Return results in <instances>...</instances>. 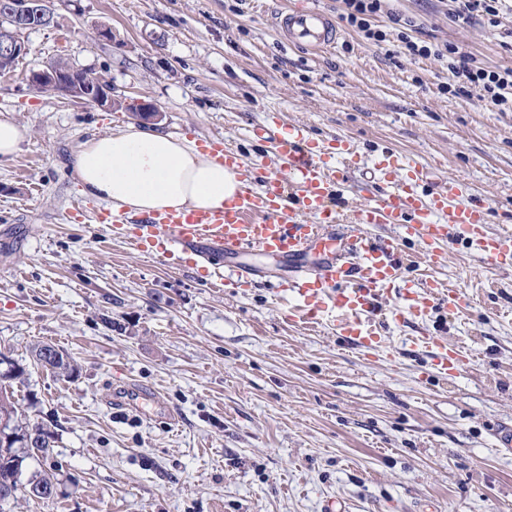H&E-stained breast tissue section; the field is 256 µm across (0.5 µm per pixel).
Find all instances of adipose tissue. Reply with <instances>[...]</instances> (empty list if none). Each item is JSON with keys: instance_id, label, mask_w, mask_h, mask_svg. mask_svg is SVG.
I'll return each instance as SVG.
<instances>
[{"instance_id": "adipose-tissue-1", "label": "adipose tissue", "mask_w": 512, "mask_h": 512, "mask_svg": "<svg viewBox=\"0 0 512 512\" xmlns=\"http://www.w3.org/2000/svg\"><path fill=\"white\" fill-rule=\"evenodd\" d=\"M74 170L83 193L132 215L220 209L240 189L236 173L193 142L133 124L89 141Z\"/></svg>"}]
</instances>
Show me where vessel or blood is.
Wrapping results in <instances>:
<instances>
[{
	"mask_svg": "<svg viewBox=\"0 0 512 512\" xmlns=\"http://www.w3.org/2000/svg\"><path fill=\"white\" fill-rule=\"evenodd\" d=\"M279 24L290 42L315 50L333 46L339 37L329 17L316 8L281 12ZM248 136L274 147L280 171H267L261 156L243 164L223 138L201 141L241 181L223 208L172 210L133 221L125 213L106 210L97 222L139 251L196 270L209 288L252 284L255 272L243 256L301 259L319 251L322 259L314 271H298L283 288L289 298L288 321L310 329L334 317L337 333L361 351L381 344V316L424 321L436 307L460 312L468 306L462 291L428 273L443 261L450 245L462 243L492 266L512 257V228L491 229V204L461 178L433 185L430 165L392 151L363 163L348 137L318 141L303 124L285 129L261 125ZM360 169L369 177L371 192L358 204L341 206L351 173ZM338 224L352 225L350 235L334 238ZM378 224L395 225L396 231L376 236ZM415 240L422 247L409 252ZM390 296L397 306L388 313L380 302ZM412 343L428 353L444 378L472 361L465 347L449 346L437 335L416 336Z\"/></svg>",
	"mask_w": 512,
	"mask_h": 512,
	"instance_id": "vessel-or-blood-1",
	"label": "vessel or blood"
}]
</instances>
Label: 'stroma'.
<instances>
[{"instance_id": "35a3bbf8", "label": "stroma", "mask_w": 512, "mask_h": 512, "mask_svg": "<svg viewBox=\"0 0 512 512\" xmlns=\"http://www.w3.org/2000/svg\"><path fill=\"white\" fill-rule=\"evenodd\" d=\"M287 7L339 14L337 0H50L51 23L0 77V114L28 129L0 162V352L24 365L14 396L55 437L23 464L24 477L53 475L54 497L13 512H321L329 497L344 512H512V453L494 437L512 422V264L451 247L432 273L468 310L388 321L389 361L330 322L291 326L272 300L288 274L278 259L253 258L252 287L206 288L109 235L95 219L105 201L78 184L81 146L127 125L218 136L248 163L266 154L246 129L275 118L462 178L490 200L493 228L512 227V111L442 93L446 63L347 26L327 51L293 47L275 24ZM449 8L384 0L377 22L409 16L423 40L512 67V14L493 27ZM54 59L102 76L121 107L33 88L30 72ZM135 99L156 113L136 118ZM429 331L472 363L432 374L411 342ZM44 344L70 375L37 361Z\"/></svg>"}]
</instances>
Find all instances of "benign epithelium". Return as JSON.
Masks as SVG:
<instances>
[{
  "instance_id": "obj_1",
  "label": "benign epithelium",
  "mask_w": 512,
  "mask_h": 512,
  "mask_svg": "<svg viewBox=\"0 0 512 512\" xmlns=\"http://www.w3.org/2000/svg\"><path fill=\"white\" fill-rule=\"evenodd\" d=\"M0 14L11 21V27L0 28V62L15 61L26 55L28 47L22 38L23 31L44 27L52 20L47 0H0ZM29 82L40 91L56 88L80 101L88 97L87 74L72 66L61 69L54 61L32 72Z\"/></svg>"
}]
</instances>
